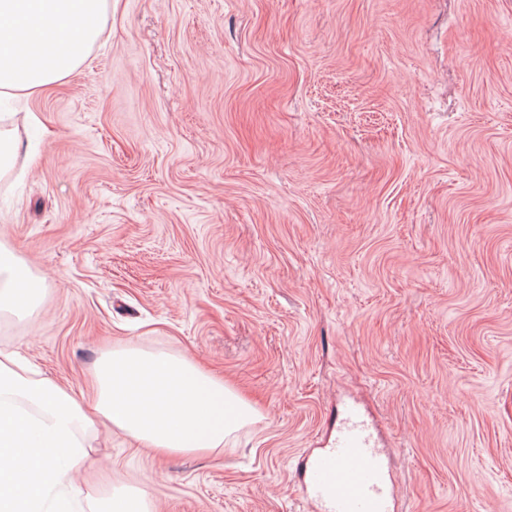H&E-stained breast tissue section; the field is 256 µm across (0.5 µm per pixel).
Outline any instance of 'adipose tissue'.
I'll list each match as a JSON object with an SVG mask.
<instances>
[{"label": "adipose tissue", "instance_id": "1", "mask_svg": "<svg viewBox=\"0 0 512 512\" xmlns=\"http://www.w3.org/2000/svg\"><path fill=\"white\" fill-rule=\"evenodd\" d=\"M106 0H0V92H38L85 60L98 39ZM44 280L0 244V311L37 306ZM92 399L47 378H33L14 354L0 351V512H153L138 490L102 496L77 483L87 440L120 432L157 452L192 455L223 448L256 410L196 362L126 347L103 352Z\"/></svg>", "mask_w": 512, "mask_h": 512}]
</instances>
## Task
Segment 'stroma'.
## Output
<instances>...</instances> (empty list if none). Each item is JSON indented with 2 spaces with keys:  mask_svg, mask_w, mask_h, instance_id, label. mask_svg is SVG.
<instances>
[{
  "mask_svg": "<svg viewBox=\"0 0 512 512\" xmlns=\"http://www.w3.org/2000/svg\"><path fill=\"white\" fill-rule=\"evenodd\" d=\"M0 135V243L45 279L0 349L75 390L184 354L259 411L216 454L100 434L93 494L321 512L297 462L354 401L397 512H512V0H108Z\"/></svg>",
  "mask_w": 512,
  "mask_h": 512,
  "instance_id": "1",
  "label": "stroma"
}]
</instances>
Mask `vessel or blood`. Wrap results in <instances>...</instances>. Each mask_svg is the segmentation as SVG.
I'll return each instance as SVG.
<instances>
[{"label": "vessel or blood", "instance_id": "obj_1", "mask_svg": "<svg viewBox=\"0 0 512 512\" xmlns=\"http://www.w3.org/2000/svg\"><path fill=\"white\" fill-rule=\"evenodd\" d=\"M303 492L324 512H391L383 454L360 412L347 408L332 444L301 462Z\"/></svg>", "mask_w": 512, "mask_h": 512}]
</instances>
